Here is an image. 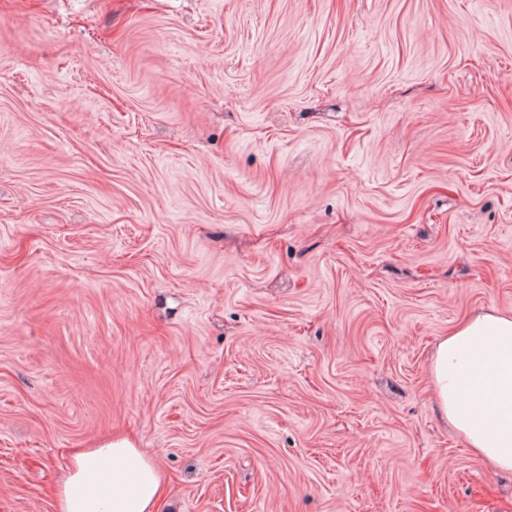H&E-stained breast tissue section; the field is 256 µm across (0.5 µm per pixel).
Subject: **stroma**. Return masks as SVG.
<instances>
[{
	"instance_id": "stroma-1",
	"label": "stroma",
	"mask_w": 512,
	"mask_h": 512,
	"mask_svg": "<svg viewBox=\"0 0 512 512\" xmlns=\"http://www.w3.org/2000/svg\"><path fill=\"white\" fill-rule=\"evenodd\" d=\"M512 314V0H0V512H512L440 418ZM163 492L154 459L126 438H111L72 456L56 507L57 512H155Z\"/></svg>"
}]
</instances>
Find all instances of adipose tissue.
<instances>
[{
  "mask_svg": "<svg viewBox=\"0 0 512 512\" xmlns=\"http://www.w3.org/2000/svg\"><path fill=\"white\" fill-rule=\"evenodd\" d=\"M430 373L437 408L492 467L512 473V314L478 313L441 339ZM164 492L154 459L125 438L76 452L58 512H156Z\"/></svg>",
  "mask_w": 512,
  "mask_h": 512,
  "instance_id": "adipose-tissue-1",
  "label": "adipose tissue"
}]
</instances>
